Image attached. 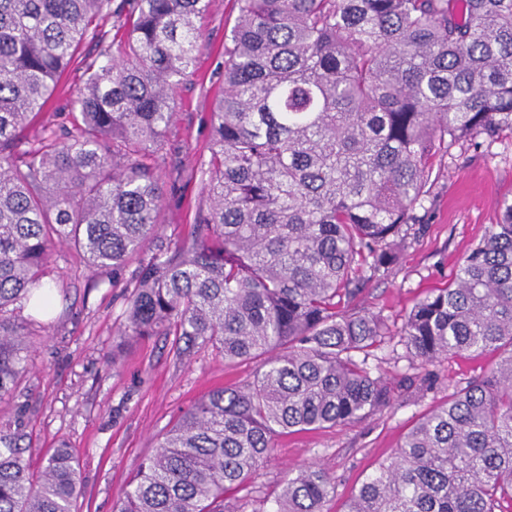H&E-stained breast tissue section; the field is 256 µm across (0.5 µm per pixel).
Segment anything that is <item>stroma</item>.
Listing matches in <instances>:
<instances>
[{
  "mask_svg": "<svg viewBox=\"0 0 512 512\" xmlns=\"http://www.w3.org/2000/svg\"><path fill=\"white\" fill-rule=\"evenodd\" d=\"M236 17L235 0H209L198 19L196 61L178 85L175 114L156 156L165 190L159 236L169 246L187 236L203 203L199 177L209 156V114L224 91V41ZM85 80L82 64L73 62L24 137L36 139L47 127L60 135L71 129V100ZM510 195L511 139L460 142L436 157L430 194L402 227L398 261L372 275L355 300L388 328L380 346L371 348L367 365L390 387V406L353 425L276 437L272 458L250 491L228 498V512H240L247 498L273 495L286 470L311 463L336 481L329 512H343L366 476L424 413L489 371L491 354L421 364L399 331L417 301L453 280L459 263L495 222L500 201ZM50 267L46 283L54 308L29 327L28 368L0 402V427L18 435L34 470L59 445L71 448L82 487L74 512H112L181 411L212 389L247 384L257 364L225 363L209 347L179 356L169 336L137 338L113 352L134 265L95 270L74 249L59 245ZM113 354L114 365L108 361Z\"/></svg>",
  "mask_w": 512,
  "mask_h": 512,
  "instance_id": "35a3bbf8",
  "label": "stroma"
}]
</instances>
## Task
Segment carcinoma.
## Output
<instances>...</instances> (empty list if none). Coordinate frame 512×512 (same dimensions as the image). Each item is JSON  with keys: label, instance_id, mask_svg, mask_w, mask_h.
<instances>
[{"label": "carcinoma", "instance_id": "obj_1", "mask_svg": "<svg viewBox=\"0 0 512 512\" xmlns=\"http://www.w3.org/2000/svg\"><path fill=\"white\" fill-rule=\"evenodd\" d=\"M236 5L205 204L171 248L153 245L164 187L145 157L173 119L207 0H0V400L27 370L22 313L63 242L94 269L139 258L120 341L173 335L179 354L211 346L226 362H260L252 382L183 411L112 512H224L276 436L388 406V386L357 360L384 327L352 306L362 268L397 261L448 142L512 138V0ZM106 15L123 32L116 56ZM85 41L98 53L72 130L20 139ZM401 335L424 363L496 360L419 419L344 512H495L512 498V198ZM0 443V512H72L70 449L35 474L11 432ZM334 491L325 468L305 465L252 512H325Z\"/></svg>", "mask_w": 512, "mask_h": 512}]
</instances>
